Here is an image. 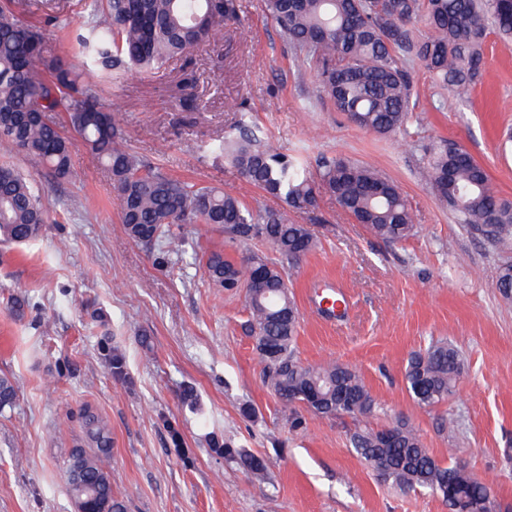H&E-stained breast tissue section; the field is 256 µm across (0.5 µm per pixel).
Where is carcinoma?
Wrapping results in <instances>:
<instances>
[{
  "label": "carcinoma",
  "instance_id": "1",
  "mask_svg": "<svg viewBox=\"0 0 512 512\" xmlns=\"http://www.w3.org/2000/svg\"><path fill=\"white\" fill-rule=\"evenodd\" d=\"M16 8L0 5V142L39 160L55 177L69 174V152L51 115L65 113L72 129L112 173L121 220L136 241L176 242L175 224H220L233 242L262 239L280 263L259 255L241 263L221 251L207 255L205 274L215 285L245 287L250 331L261 355L262 373L284 406L315 392L309 412L320 417L369 415L376 402L357 372L336 362L303 365L294 343L298 310L285 285V266L293 267L316 246L301 224H290L276 210H254L231 193L198 187L142 164L123 144L112 113L83 73L64 58L45 56L40 31L20 21ZM281 36L295 50L298 68L318 74L325 97L358 127L381 135L406 131L411 112L410 64L422 62L436 84L448 90V106L469 99L483 79L484 43L489 30L512 39V0H264ZM90 19L75 41L82 66L117 75L130 66H160L207 42L224 24L240 17L239 0H85ZM427 32L418 35L415 26ZM249 183L289 206L315 205L321 188L334 194L339 208L387 243L414 230L399 186L374 169L323 157L318 177L303 161L279 152L241 124L238 136L214 145ZM429 183L455 212L458 223L506 243L512 239V202L498 196L486 170L461 146L442 140L428 151ZM47 222L33 186L16 169L0 166V239L22 243L38 237ZM460 371L458 350L446 343L414 352L404 370L406 390L420 407L432 408L452 393ZM12 382L0 378V409L15 403ZM87 446L69 452L65 478L81 512H125L112 493L103 468L112 453V436L97 413L82 415ZM350 443L357 457L384 480L405 490L427 489L448 498V488L487 509L491 490L472 483L457 461L444 464L424 448L403 423L377 431H357Z\"/></svg>",
  "mask_w": 512,
  "mask_h": 512
}]
</instances>
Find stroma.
I'll return each mask as SVG.
<instances>
[{
    "label": "stroma",
    "instance_id": "35a3bbf8",
    "mask_svg": "<svg viewBox=\"0 0 512 512\" xmlns=\"http://www.w3.org/2000/svg\"><path fill=\"white\" fill-rule=\"evenodd\" d=\"M57 15L22 13L44 53L77 62L73 32L87 15L57 0ZM239 22L161 67L100 81L126 147L168 176L216 187L254 209L284 210L317 247L290 270L303 364L354 368L377 407L365 416L321 418L284 407L262 378L243 292L209 285L205 253L239 262L275 258L262 240L230 242L223 228L177 224L179 253L131 239L120 221L110 171L68 124L66 178L0 143V164L39 192L48 221L26 244L0 241V377L16 403L0 411V512H75L63 477L69 448L82 442L83 408L112 433V492L126 512H448L442 497L402 491L356 456L349 438L404 421L440 461L457 456L491 489L495 512H512V299L497 277L512 263L503 247L457 224L433 193L426 147L454 142L512 200V43L488 35L485 74L468 102L438 110L442 96L422 63L411 69L414 108L406 132L357 127L322 97L313 72L264 12L240 0ZM194 74L199 108L182 111L178 86ZM246 122L316 172L329 156L368 165L393 180L415 233L388 244L343 213L333 194L295 209L245 181L214 152ZM342 295L341 315L322 313ZM445 340L462 355L455 392L419 407L403 381L411 353ZM125 358V376L110 368ZM224 443L217 451L216 443ZM262 458L265 480L238 452Z\"/></svg>",
    "mask_w": 512,
    "mask_h": 512
}]
</instances>
